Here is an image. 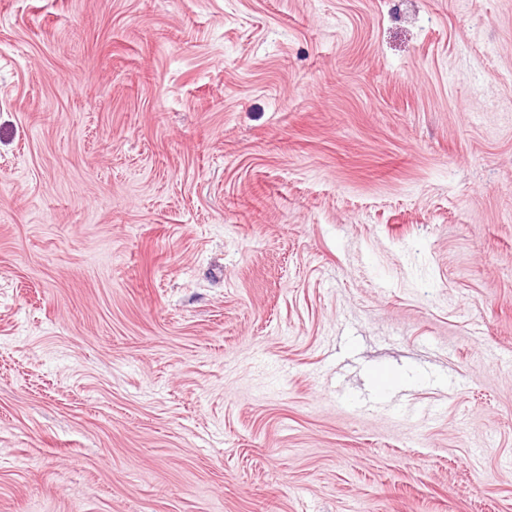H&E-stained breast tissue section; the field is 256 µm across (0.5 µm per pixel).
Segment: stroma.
<instances>
[{"mask_svg":"<svg viewBox=\"0 0 512 512\" xmlns=\"http://www.w3.org/2000/svg\"><path fill=\"white\" fill-rule=\"evenodd\" d=\"M0 512H512V0H0Z\"/></svg>","mask_w":512,"mask_h":512,"instance_id":"1","label":"stroma"}]
</instances>
